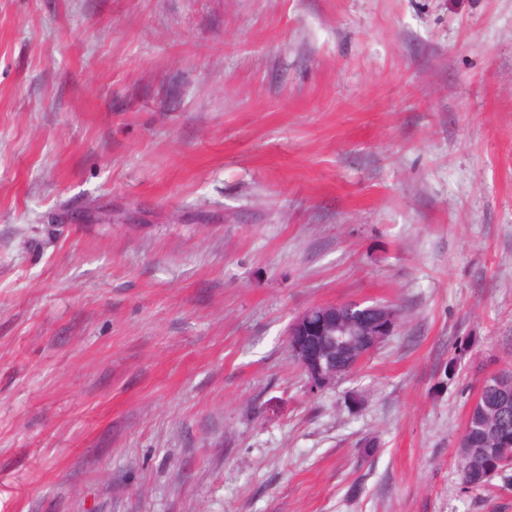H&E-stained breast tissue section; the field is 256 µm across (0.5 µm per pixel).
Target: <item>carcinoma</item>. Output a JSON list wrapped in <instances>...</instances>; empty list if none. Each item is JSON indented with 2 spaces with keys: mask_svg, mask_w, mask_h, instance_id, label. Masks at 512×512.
I'll use <instances>...</instances> for the list:
<instances>
[{
  "mask_svg": "<svg viewBox=\"0 0 512 512\" xmlns=\"http://www.w3.org/2000/svg\"><path fill=\"white\" fill-rule=\"evenodd\" d=\"M505 441L512 442V387L500 388L492 378L485 381L469 409L458 450V467L466 485L480 487L512 469L501 452Z\"/></svg>",
  "mask_w": 512,
  "mask_h": 512,
  "instance_id": "obj_1",
  "label": "carcinoma"
}]
</instances>
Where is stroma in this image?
Masks as SVG:
<instances>
[{"label": "stroma", "instance_id": "obj_1", "mask_svg": "<svg viewBox=\"0 0 512 512\" xmlns=\"http://www.w3.org/2000/svg\"><path fill=\"white\" fill-rule=\"evenodd\" d=\"M510 367L512 0H0V512H512ZM336 305L349 309V327L354 326L361 336L360 350L349 361L351 368L357 367L386 337L390 336L398 322V314L383 305L369 306L363 303L317 305L300 314L290 325L288 342L291 354L308 376L312 385L324 388L336 382V367L324 366L323 358L315 354L303 336L316 334L329 338L336 349V339L343 340L348 327L336 323ZM345 306L343 309H345ZM335 324V326H334ZM512 442V387L500 388L486 380L477 402L468 412L458 467L463 482L483 486L489 478L512 469L501 452L503 442Z\"/></svg>", "mask_w": 512, "mask_h": 512}]
</instances>
